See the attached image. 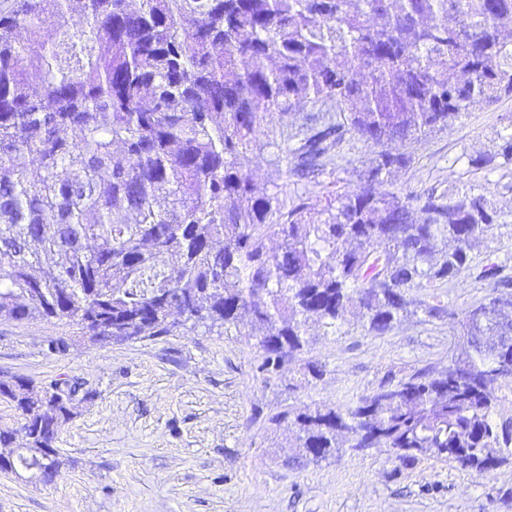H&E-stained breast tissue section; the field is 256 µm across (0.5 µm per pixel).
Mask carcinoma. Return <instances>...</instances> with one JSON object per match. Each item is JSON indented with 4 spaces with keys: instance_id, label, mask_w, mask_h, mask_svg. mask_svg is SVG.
<instances>
[{
    "instance_id": "obj_1",
    "label": "carcinoma",
    "mask_w": 512,
    "mask_h": 512,
    "mask_svg": "<svg viewBox=\"0 0 512 512\" xmlns=\"http://www.w3.org/2000/svg\"><path fill=\"white\" fill-rule=\"evenodd\" d=\"M83 16L72 29L73 11ZM512 97V0H15L0 15V316L56 319L125 342L247 313L278 371L315 317L348 309L384 335L447 313L435 290L468 268L503 214L476 181L380 191L418 142L477 104ZM330 101L334 111L319 107ZM307 121L288 128L299 105ZM463 154L468 174L512 165ZM371 158L357 188L313 200L350 142ZM291 178L258 191L242 159ZM279 249L268 246L272 238ZM433 374L389 371L342 408L271 417L317 463L368 439L408 466L429 455L478 476L512 463V349L476 341ZM68 390L0 381L26 445L71 419ZM45 454L42 482L59 473Z\"/></svg>"
}]
</instances>
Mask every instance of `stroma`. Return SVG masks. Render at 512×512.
I'll return each mask as SVG.
<instances>
[{
    "mask_svg": "<svg viewBox=\"0 0 512 512\" xmlns=\"http://www.w3.org/2000/svg\"><path fill=\"white\" fill-rule=\"evenodd\" d=\"M511 121L512 98L474 107L417 145L394 189L468 182L454 158L489 150ZM476 179L505 223L441 288L449 316L412 317L382 336L365 332L353 314L339 336L310 324L295 363L276 374L260 373L265 353L245 318L99 344L54 319L0 317V380L84 384L56 442L59 476L43 485L0 473V512H512L501 498L512 488L511 465L483 479L429 456L404 466L385 448L309 463L294 433L269 422L285 410L345 406L389 369H447L466 343L461 316L497 293L484 266L498 264L512 278V192L500 188L499 173ZM58 336L70 340L66 353L48 349ZM308 363L321 365L323 376L303 374Z\"/></svg>",
    "mask_w": 512,
    "mask_h": 512,
    "instance_id": "stroma-1",
    "label": "stroma"
}]
</instances>
